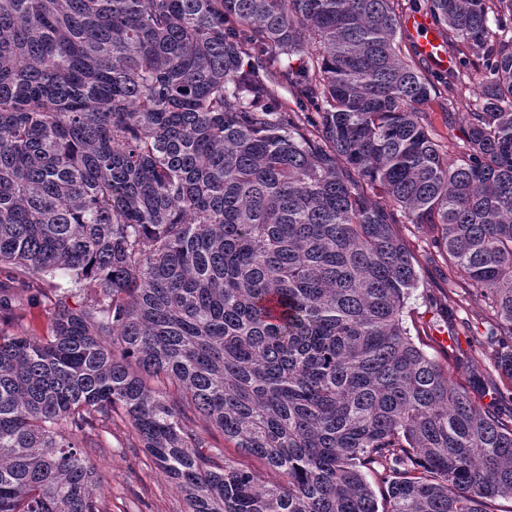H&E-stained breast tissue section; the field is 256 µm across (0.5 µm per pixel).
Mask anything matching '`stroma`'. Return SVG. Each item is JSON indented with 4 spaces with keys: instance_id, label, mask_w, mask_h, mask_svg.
<instances>
[{
    "instance_id": "obj_1",
    "label": "stroma",
    "mask_w": 512,
    "mask_h": 512,
    "mask_svg": "<svg viewBox=\"0 0 512 512\" xmlns=\"http://www.w3.org/2000/svg\"><path fill=\"white\" fill-rule=\"evenodd\" d=\"M475 104L476 87L472 84L464 88L454 115H447L440 101H432L428 112L434 139L444 145L459 141L466 114ZM400 230L417 247L420 261L419 286L406 304L412 316V335L420 338L430 356L442 362L455 353L470 352L468 339L477 337L482 345L471 352L472 368L491 370L499 344L488 334L490 309H472L460 303L445 265L434 253L428 229L404 224ZM131 438L129 426L121 423L111 432L100 433L98 447L88 449L96 464L95 497L108 512H184L185 503L176 487L145 449L132 446Z\"/></svg>"
}]
</instances>
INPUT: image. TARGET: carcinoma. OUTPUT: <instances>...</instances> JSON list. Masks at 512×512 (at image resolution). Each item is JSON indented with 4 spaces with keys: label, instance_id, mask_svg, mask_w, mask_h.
<instances>
[{
    "label": "carcinoma",
    "instance_id": "1",
    "mask_svg": "<svg viewBox=\"0 0 512 512\" xmlns=\"http://www.w3.org/2000/svg\"><path fill=\"white\" fill-rule=\"evenodd\" d=\"M414 10L453 68L402 51L403 0H0V323L56 296L49 335L0 331V512H107L80 445L117 418L186 512L512 500V411L411 336L399 230L491 309L469 383L512 396V0ZM476 74L449 152L426 107ZM208 438V441L210 443V446L213 448H205V451L207 453H210L212 455L214 454H220L223 457L224 454L229 458H234L238 462L251 467L252 469L259 472V474L262 476L263 479L267 481H277L281 480V477L273 472L272 470H269L264 466V464L253 458V457H247L240 453V451L237 448H233L232 444L230 443H224V436L221 432L212 429L208 435H206ZM207 449H210L212 451H208Z\"/></svg>",
    "mask_w": 512,
    "mask_h": 512
}]
</instances>
